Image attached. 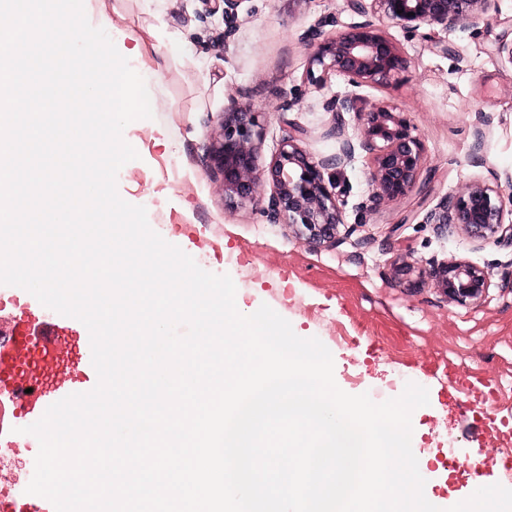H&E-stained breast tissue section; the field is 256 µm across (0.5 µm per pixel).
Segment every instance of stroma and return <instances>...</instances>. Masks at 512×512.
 <instances>
[{
	"label": "stroma",
	"mask_w": 512,
	"mask_h": 512,
	"mask_svg": "<svg viewBox=\"0 0 512 512\" xmlns=\"http://www.w3.org/2000/svg\"><path fill=\"white\" fill-rule=\"evenodd\" d=\"M89 22L103 28L140 74L156 108L131 122L124 139L139 154L117 177L126 202L145 207L151 228L204 270L230 275L244 309L269 305L303 338L331 352L334 378L346 393L377 403L398 397L406 383L429 391L430 403L411 418L412 450L438 507L462 501L482 486L512 488L504 475L501 432L512 430V292L490 288L477 304L461 306L433 283L412 288L395 280V263L428 267L451 256L487 269H512V246H475L465 235H437L422 223L424 209L471 178L512 176V63L499 44L512 41V0H498L490 24L475 37L452 35V54L432 36L387 33L410 58V68L384 86L366 88L373 100L398 107L425 146L421 177L427 194L412 193L361 213L371 187L364 157L340 178L343 217L351 236L331 247L308 246L286 224L267 223L260 200L224 204L223 177L204 157L231 102L259 115V163L268 167L292 128L303 129L310 153L334 151L324 101L345 90L330 77L324 87L306 78L300 36L317 21L327 32L349 21L347 0H241L237 29L224 35L222 13L207 0H83ZM141 54H134V47ZM297 98L276 109L278 95ZM450 364L469 387L450 388L427 365ZM458 462L453 474L436 459Z\"/></svg>",
	"instance_id": "1"
}]
</instances>
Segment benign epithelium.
Returning a JSON list of instances; mask_svg holds the SVG:
<instances>
[{"mask_svg": "<svg viewBox=\"0 0 512 512\" xmlns=\"http://www.w3.org/2000/svg\"><path fill=\"white\" fill-rule=\"evenodd\" d=\"M211 12H222L224 35L232 33L240 0H212ZM496 0H349L356 19L339 24L336 33L324 31V23L305 31L300 38L307 57V78L316 87L331 75L348 86L342 96L326 100L323 109L332 113L327 136L336 139V152L314 156L290 135L268 169L258 160L261 134L258 115L235 104L224 113L215 143L207 155V166L223 176L224 202L233 206L252 200L266 183L272 190L261 209L270 224H289L309 246L335 245L343 223L345 201L336 191V175L356 155L369 160L368 201L374 209L384 202L424 189L420 176L425 148L413 134L410 122L394 106L368 99L362 89L385 85L409 68V60L397 43L381 29L387 20L404 33H470L492 19ZM353 115L359 133L345 135L346 116ZM512 184L469 180L443 196L428 210L423 223L433 224L442 234L459 231L475 245L494 242L512 245ZM429 277L448 300L466 306L479 302L492 287L491 274L462 258L450 257L434 264Z\"/></svg>", "mask_w": 512, "mask_h": 512, "instance_id": "obj_1", "label": "benign epithelium"}]
</instances>
